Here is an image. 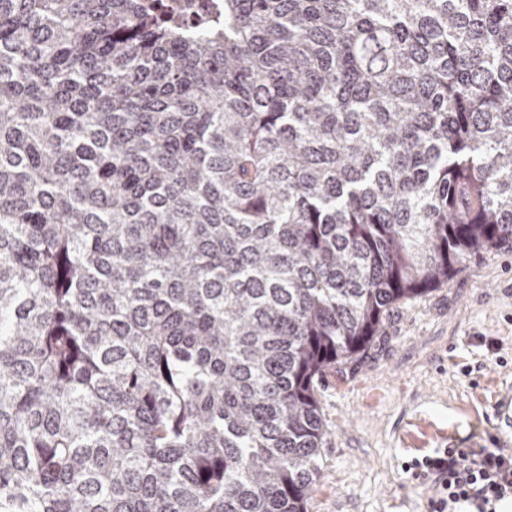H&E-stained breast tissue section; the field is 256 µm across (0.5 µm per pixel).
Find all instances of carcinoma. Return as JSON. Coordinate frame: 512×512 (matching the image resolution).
<instances>
[{"label": "carcinoma", "instance_id": "1", "mask_svg": "<svg viewBox=\"0 0 512 512\" xmlns=\"http://www.w3.org/2000/svg\"><path fill=\"white\" fill-rule=\"evenodd\" d=\"M512 245V0H0V512H307L317 397Z\"/></svg>", "mask_w": 512, "mask_h": 512}]
</instances>
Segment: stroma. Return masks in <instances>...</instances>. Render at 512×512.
<instances>
[{
    "label": "stroma",
    "mask_w": 512,
    "mask_h": 512,
    "mask_svg": "<svg viewBox=\"0 0 512 512\" xmlns=\"http://www.w3.org/2000/svg\"><path fill=\"white\" fill-rule=\"evenodd\" d=\"M512 251L473 254L395 308L356 363L319 387L329 434L307 512H429L406 462L436 449L512 448Z\"/></svg>",
    "instance_id": "obj_1"
}]
</instances>
